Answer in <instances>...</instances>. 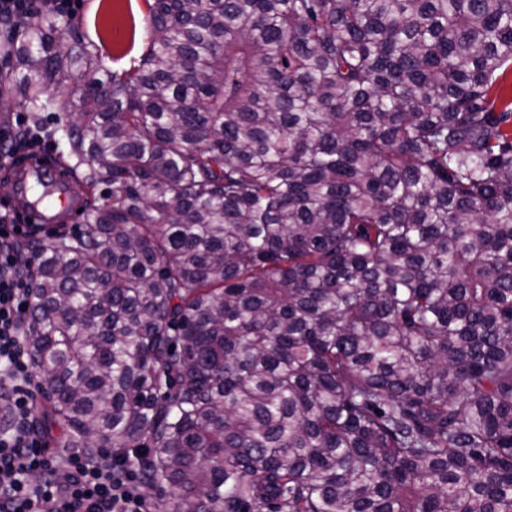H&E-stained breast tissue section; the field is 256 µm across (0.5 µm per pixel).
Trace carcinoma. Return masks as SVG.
Listing matches in <instances>:
<instances>
[{
    "label": "carcinoma",
    "mask_w": 512,
    "mask_h": 512,
    "mask_svg": "<svg viewBox=\"0 0 512 512\" xmlns=\"http://www.w3.org/2000/svg\"><path fill=\"white\" fill-rule=\"evenodd\" d=\"M145 3L121 71L0 17L112 187L22 246L34 426L170 512H512V0Z\"/></svg>",
    "instance_id": "1"
}]
</instances>
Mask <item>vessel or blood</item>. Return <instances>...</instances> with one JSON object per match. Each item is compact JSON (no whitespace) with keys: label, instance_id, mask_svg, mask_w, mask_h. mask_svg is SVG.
Segmentation results:
<instances>
[{"label":"vessel or blood","instance_id":"obj_1","mask_svg":"<svg viewBox=\"0 0 512 512\" xmlns=\"http://www.w3.org/2000/svg\"><path fill=\"white\" fill-rule=\"evenodd\" d=\"M43 176L49 181L64 185L69 183L72 174L64 163L51 162L47 153L26 154L12 163L14 193L0 205L18 213L23 223L42 225L44 230L52 231L72 215L80 214L82 204L67 193H58L50 206H42L29 201L30 182L35 176Z\"/></svg>","mask_w":512,"mask_h":512}]
</instances>
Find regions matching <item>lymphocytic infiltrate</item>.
Masks as SVG:
<instances>
[{
    "instance_id": "f902f5d3",
    "label": "lymphocytic infiltrate",
    "mask_w": 512,
    "mask_h": 512,
    "mask_svg": "<svg viewBox=\"0 0 512 512\" xmlns=\"http://www.w3.org/2000/svg\"><path fill=\"white\" fill-rule=\"evenodd\" d=\"M29 232L0 213V512H152L151 493L99 458L56 448L32 429L37 367L22 339L32 301L33 268L18 249Z\"/></svg>"
}]
</instances>
